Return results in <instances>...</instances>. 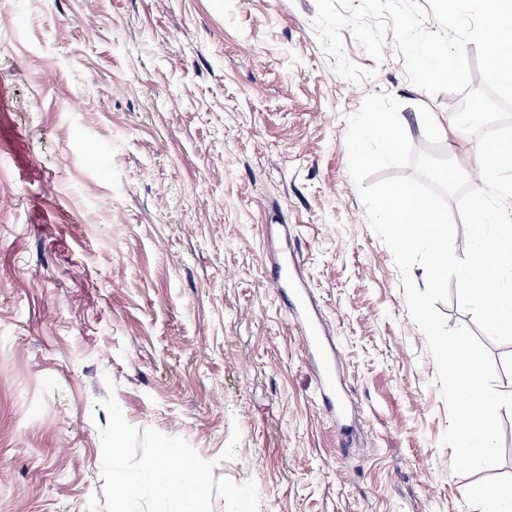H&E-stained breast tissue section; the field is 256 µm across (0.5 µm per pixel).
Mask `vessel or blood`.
<instances>
[{
  "label": "vessel or blood",
  "instance_id": "vessel-or-blood-1",
  "mask_svg": "<svg viewBox=\"0 0 512 512\" xmlns=\"http://www.w3.org/2000/svg\"><path fill=\"white\" fill-rule=\"evenodd\" d=\"M273 260L279 272L274 286L286 291L290 297L289 315L300 330L304 347L313 359L325 408L336 423H343L350 402L336 396V351L326 341L322 325L311 311L308 287L298 273V258L296 254L279 250L274 252Z\"/></svg>",
  "mask_w": 512,
  "mask_h": 512
}]
</instances>
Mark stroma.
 <instances>
[{"label": "stroma", "instance_id": "stroma-1", "mask_svg": "<svg viewBox=\"0 0 512 512\" xmlns=\"http://www.w3.org/2000/svg\"><path fill=\"white\" fill-rule=\"evenodd\" d=\"M315 0H0V512H104L100 432L185 439L258 512H481L393 254L348 170L370 95L451 119L393 41L338 76ZM294 249L352 402L339 433L273 286ZM235 460L220 461L232 431Z\"/></svg>", "mask_w": 512, "mask_h": 512}]
</instances>
